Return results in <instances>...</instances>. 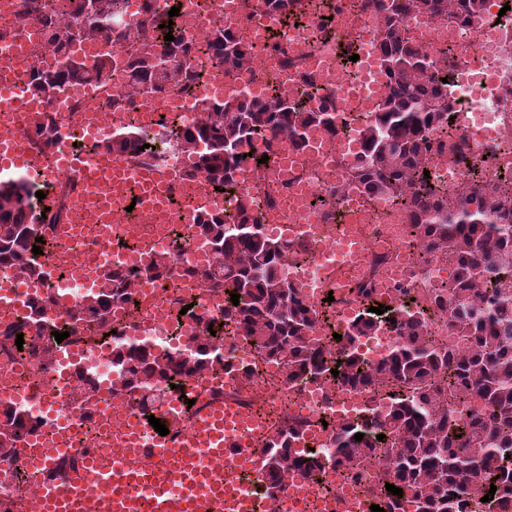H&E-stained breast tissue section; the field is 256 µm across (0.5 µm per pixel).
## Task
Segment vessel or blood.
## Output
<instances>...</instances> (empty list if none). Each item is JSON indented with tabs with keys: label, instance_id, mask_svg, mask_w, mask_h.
<instances>
[{
	"label": "vessel or blood",
	"instance_id": "1",
	"mask_svg": "<svg viewBox=\"0 0 512 512\" xmlns=\"http://www.w3.org/2000/svg\"><path fill=\"white\" fill-rule=\"evenodd\" d=\"M12 76L0 69V95L15 106V122H26L35 106L32 94L16 97ZM27 144L16 137L13 125L0 124V164L25 167L29 164ZM59 164L84 175L92 195L81 202V210L99 212L98 231L108 235L118 222V213L132 200L141 205L160 207L174 186L163 170L150 169L130 174L116 155L74 157L66 155ZM192 190L191 206L183 213L184 223H193L198 213L210 208V195L199 182H186ZM141 423H134L133 440H122V447L137 453L158 456L152 469L142 471L120 463L118 457L98 452L81 457L77 467L63 479L49 483L33 512H83L87 499H95L96 512H255L252 498L244 489L241 475L258 471L260 443L272 429L234 405L208 409L202 420L180 432L176 441L161 436L152 442L141 440ZM224 456L219 470L198 467L200 453Z\"/></svg>",
	"mask_w": 512,
	"mask_h": 512
}]
</instances>
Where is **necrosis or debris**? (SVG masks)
I'll use <instances>...</instances> for the list:
<instances>
[{
  "instance_id": "1",
  "label": "necrosis or debris",
  "mask_w": 512,
  "mask_h": 512,
  "mask_svg": "<svg viewBox=\"0 0 512 512\" xmlns=\"http://www.w3.org/2000/svg\"><path fill=\"white\" fill-rule=\"evenodd\" d=\"M508 1L487 0L481 17L470 25L450 15L415 14L402 24L403 32L432 60L436 76L448 81L450 122L446 134L431 137L429 171L431 180L451 194H461L474 182L491 188L501 178L512 179V9ZM179 8V26L196 52V80L140 96L130 106L121 104L124 61L130 48L111 42L116 60L112 74L94 83L67 86L43 100V111L60 118L63 127L55 145L33 148V156L49 161L73 150L96 152L101 140L111 134L106 123L116 111L125 123L160 140L191 118L200 97L221 100L235 94L278 93L292 101L308 96L333 101L335 134L313 130L302 150L294 149L284 135L258 140L255 149L266 158L263 167L243 164L236 173L235 190L216 194L215 200L217 210L232 215L240 194H250L259 205V220L268 235L308 245V256L301 264L289 266L288 277L297 296L320 310L313 335L323 346L327 363H335L334 336L361 310L353 294L333 307L325 306L329 291L324 282L336 265L350 263L352 278L372 281L379 293L394 284L400 305L410 297L422 298L426 290L449 277L447 262L425 255L412 236L409 212L402 202L362 196L350 176L357 155L342 147L346 141L359 142L360 129L374 114L373 109L364 108V101L380 102L390 93L378 46L380 16L364 9L361 0H336L330 23H323L321 13L313 10L296 26L268 24L256 0H242L234 12L225 11L224 0H179ZM216 26L230 27L251 48L253 70L226 74L223 64L206 53L207 34ZM325 27L331 30L327 41L321 37ZM26 28L25 47L0 41L1 63L11 64L21 56L27 60L26 68L14 72L22 88L31 68L49 69L56 63L39 23H27ZM272 37L278 48L270 47ZM346 44L358 56L354 63H345L339 53ZM154 111L160 113L159 121H151ZM459 148L466 152L467 162L456 161ZM152 226L163 236L162 250L174 257L173 272L165 279L137 281L133 302L113 309L114 335L105 336L96 327L81 324L46 364L16 353L10 343L0 340V403L23 408L36 422L21 455L33 454L35 446L54 434H73L83 449L123 437L129 418L141 420L145 414L125 387V368L112 359L115 344H147L172 354L200 335L207 320L223 316V290L210 287L199 276L217 263L208 241L188 236L177 213L143 209L122 232L104 242L93 237L90 229L73 227L70 218H63L54 230L69 240L43 258L45 275L38 289L29 290L24 279L17 277L12 288L0 294V331L25 322L37 294L54 297L49 314L63 320L94 287L84 275L85 268L109 266L133 274L148 254L146 231ZM350 232L362 238L364 248L351 261L342 253V237ZM224 346L230 368L180 379L174 389V396L193 402L179 413L182 426L190 427L202 410L225 403L264 416L276 427L288 418L307 420L310 439L297 441L295 447L304 452L315 449L323 468L296 476L285 488V497L310 498L307 512H325V504L339 497H369L378 486V465H365L355 479L330 454L337 423L366 417L378 405V395L345 387L329 375L284 382L282 367L260 359L231 324L224 328ZM243 368L252 373L246 385L238 380ZM81 373L95 380L92 397L80 395L75 388ZM26 472L20 463L0 466V486L6 488L5 498L14 503L15 512H28L42 494Z\"/></svg>"
}]
</instances>
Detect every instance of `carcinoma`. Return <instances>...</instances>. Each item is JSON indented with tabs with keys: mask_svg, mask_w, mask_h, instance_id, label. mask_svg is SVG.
<instances>
[{
	"mask_svg": "<svg viewBox=\"0 0 512 512\" xmlns=\"http://www.w3.org/2000/svg\"><path fill=\"white\" fill-rule=\"evenodd\" d=\"M381 16L382 62L392 81L393 93L362 129L363 149L353 166L352 179L368 197L387 196L402 201L426 252L448 259L452 274L432 289L428 304L435 314L447 317L448 335L460 343L443 347L426 334L421 309L407 312L391 308L377 315L372 289L355 288L363 307L342 332L338 378L352 389L376 390L383 404L361 421L337 427L336 463L357 474L366 460L382 456L384 464L376 504L384 512H399L406 498L415 512H508L512 508V180L506 178L488 191L474 183L464 196L452 197L425 177L429 163L430 133L448 126V86L430 74L432 61L409 39L401 36L405 17L418 12L430 17L448 13V0H363ZM485 0H458L456 19L476 21ZM264 11L284 24L318 7L313 0H261ZM171 5L143 0V17L123 23L124 0H23L20 22L32 18L44 29L47 43L59 56L53 69H32L29 90L50 98L70 84L89 83L112 72L110 51L93 63L71 52L74 43L92 38H116L134 45L126 62L133 102L140 94L160 92L178 81L188 82L194 66L191 47L177 25L166 28ZM175 37L164 40L166 34ZM208 47L227 71L254 66L250 48L227 27L215 26ZM168 57L167 70L157 71L158 59ZM336 112L328 104L306 107L282 96L268 99L230 97L222 102L196 101V115L183 125L180 142L196 155L195 171L219 189L235 185L243 155L255 154V139L265 134L286 135L302 148L307 130L336 132ZM60 122L50 117L36 125L37 144L52 146ZM152 139L135 126L113 132L103 144L112 153L143 150L154 157ZM148 148H143V145ZM31 183L20 175L0 176V268L10 267L27 281H41L42 265L31 258L35 239L47 240L46 230L62 217L64 203L55 205L50 221L34 204ZM190 229L208 240L219 263L200 274L211 287L238 294L239 305L228 300L224 318L242 329L256 350L285 368L284 381L302 376L319 378L330 371L322 347L313 338L319 311L296 297L285 267L300 259V252L286 241L264 233L256 202L240 196L236 215L228 220L221 212L197 218ZM172 258L153 255L136 277L161 279L170 273ZM133 297L131 278L119 270L101 269L97 288L82 305L66 313L69 329L87 319L108 336L113 333L112 306ZM50 300L37 297L22 325L10 326L3 336L13 342L23 334L22 352L49 360L57 346L54 332L61 325L48 317ZM395 322H390V319ZM216 334L188 343L174 355L155 354L144 347L120 344L114 360L130 370L126 382L137 401L153 414L162 405L169 383L176 377L202 375L226 368L223 327L213 320ZM383 327L401 339L374 371L364 367L354 344ZM306 421H284L265 447L261 474L273 497L293 479L298 469L312 471L320 464L293 455L291 442L301 438ZM29 415L20 408L0 409V464L11 463L16 448L30 433ZM364 434L357 441L354 435ZM383 434V441L377 435ZM403 490L400 496L386 484ZM494 498L483 502L490 486Z\"/></svg>",
	"mask_w": 512,
	"mask_h": 512,
	"instance_id": "cac0c4a2",
	"label": "carcinoma"
}]
</instances>
